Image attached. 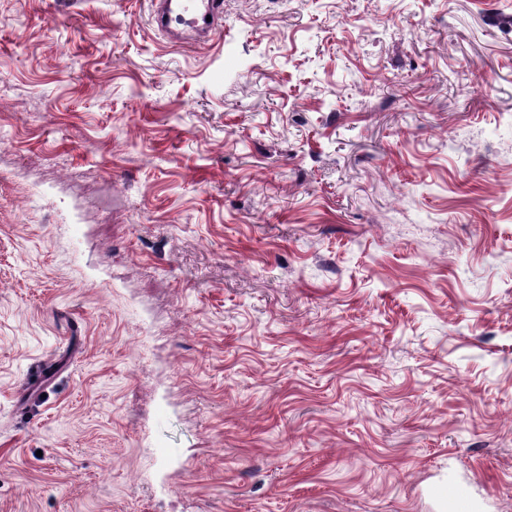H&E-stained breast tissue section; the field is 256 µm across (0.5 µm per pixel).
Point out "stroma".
I'll list each match as a JSON object with an SVG mask.
<instances>
[{
	"mask_svg": "<svg viewBox=\"0 0 512 512\" xmlns=\"http://www.w3.org/2000/svg\"><path fill=\"white\" fill-rule=\"evenodd\" d=\"M0 0V512H512V0ZM153 22L160 31L181 25L199 36L209 37L223 14L221 0H154ZM207 15L211 21L207 22ZM434 495L449 512H476L477 507L469 489L455 480H448V483L436 487Z\"/></svg>",
	"mask_w": 512,
	"mask_h": 512,
	"instance_id": "obj_1",
	"label": "stroma"
}]
</instances>
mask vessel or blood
Segmentation results:
<instances>
[{
  "mask_svg": "<svg viewBox=\"0 0 512 512\" xmlns=\"http://www.w3.org/2000/svg\"><path fill=\"white\" fill-rule=\"evenodd\" d=\"M153 22L159 30L183 26L199 36L208 37L223 14L222 0H154ZM448 512H475L476 504L468 488L454 480L435 488Z\"/></svg>",
  "mask_w": 512,
  "mask_h": 512,
  "instance_id": "vessel-or-blood-1",
  "label": "vessel or blood"
}]
</instances>
